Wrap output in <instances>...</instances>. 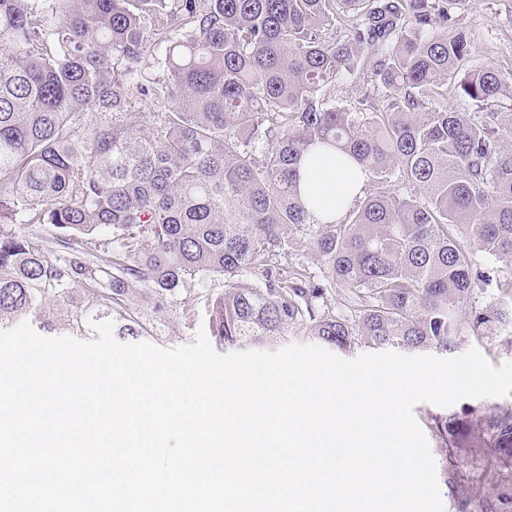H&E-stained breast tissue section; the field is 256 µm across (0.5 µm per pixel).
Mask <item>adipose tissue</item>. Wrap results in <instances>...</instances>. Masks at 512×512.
Wrapping results in <instances>:
<instances>
[{
  "instance_id": "adipose-tissue-1",
  "label": "adipose tissue",
  "mask_w": 512,
  "mask_h": 512,
  "mask_svg": "<svg viewBox=\"0 0 512 512\" xmlns=\"http://www.w3.org/2000/svg\"><path fill=\"white\" fill-rule=\"evenodd\" d=\"M300 174L302 194L319 197L323 214L336 220L344 217L366 183L361 171L315 154L303 161Z\"/></svg>"
}]
</instances>
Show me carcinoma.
I'll list each match as a JSON object with an SVG mask.
<instances>
[{
	"mask_svg": "<svg viewBox=\"0 0 512 512\" xmlns=\"http://www.w3.org/2000/svg\"><path fill=\"white\" fill-rule=\"evenodd\" d=\"M464 3L0 0V329L109 320L138 339L176 312L220 346L290 327L439 354L511 336L512 61L466 68ZM345 75L361 95L338 106ZM314 152L381 188L319 218L300 189ZM292 254L354 318L317 306ZM431 421L448 448L512 459V407ZM287 263L288 266L305 268L310 276L314 277L315 281L325 282L327 270L314 257L310 255H291L288 256L286 261L282 260V264Z\"/></svg>",
	"mask_w": 512,
	"mask_h": 512,
	"instance_id": "cac0c4a2",
	"label": "carcinoma"
}]
</instances>
